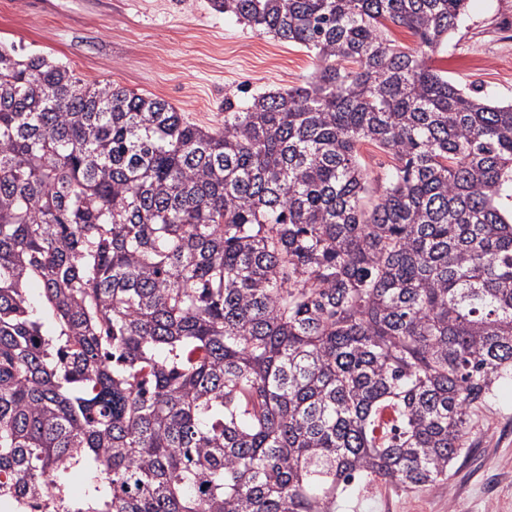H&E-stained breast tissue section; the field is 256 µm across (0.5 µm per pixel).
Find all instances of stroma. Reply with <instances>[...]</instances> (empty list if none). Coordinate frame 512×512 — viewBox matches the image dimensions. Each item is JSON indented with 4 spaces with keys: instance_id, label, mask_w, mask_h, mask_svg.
<instances>
[{
    "instance_id": "1",
    "label": "stroma",
    "mask_w": 512,
    "mask_h": 512,
    "mask_svg": "<svg viewBox=\"0 0 512 512\" xmlns=\"http://www.w3.org/2000/svg\"><path fill=\"white\" fill-rule=\"evenodd\" d=\"M0 41L51 55L86 81L165 99L197 124L224 121L225 97L304 85L306 49L258 34L209 0H0ZM434 68L493 103H512V0H469ZM467 459L448 482L409 492L369 485L336 512H512V389L472 419Z\"/></svg>"
}]
</instances>
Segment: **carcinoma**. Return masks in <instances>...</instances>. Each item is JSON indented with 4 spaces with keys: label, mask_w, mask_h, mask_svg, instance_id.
<instances>
[{
    "label": "carcinoma",
    "mask_w": 512,
    "mask_h": 512,
    "mask_svg": "<svg viewBox=\"0 0 512 512\" xmlns=\"http://www.w3.org/2000/svg\"><path fill=\"white\" fill-rule=\"evenodd\" d=\"M467 2L211 0L317 61L217 129L0 43V512L448 481L512 383V104L428 64ZM360 160L373 178L380 177L389 169L395 160L391 153L376 148L370 143H364L359 149Z\"/></svg>",
    "instance_id": "1"
}]
</instances>
